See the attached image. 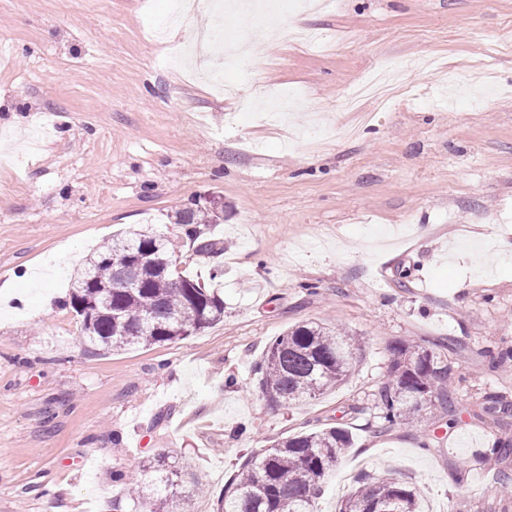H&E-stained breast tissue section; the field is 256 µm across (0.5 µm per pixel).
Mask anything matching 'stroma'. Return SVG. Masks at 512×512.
I'll list each match as a JSON object with an SVG mask.
<instances>
[{"label":"stroma","mask_w":512,"mask_h":512,"mask_svg":"<svg viewBox=\"0 0 512 512\" xmlns=\"http://www.w3.org/2000/svg\"><path fill=\"white\" fill-rule=\"evenodd\" d=\"M172 0H0V512H139L126 483L148 463L183 471L175 501L216 512L247 457L345 426L364 469L329 473L316 512H337L361 473L391 471L426 512H512V0H339L326 33L270 41L223 67L257 104L298 90L288 122L238 111L171 58L202 16L157 41ZM408 93L388 109L338 102L368 73ZM54 129L27 148L35 123ZM221 198L224 221L182 235L171 214ZM164 236L176 275L224 301V318L172 343L87 347L69 284L113 235ZM224 272L213 281V269ZM62 300L41 309L46 292ZM314 322L353 334L351 375L287 407L254 370L269 343ZM447 359L451 413L378 432L393 348ZM349 458L340 459L347 466Z\"/></svg>","instance_id":"35a3bbf8"}]
</instances>
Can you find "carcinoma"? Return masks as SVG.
Returning a JSON list of instances; mask_svg holds the SVG:
<instances>
[{"mask_svg":"<svg viewBox=\"0 0 512 512\" xmlns=\"http://www.w3.org/2000/svg\"><path fill=\"white\" fill-rule=\"evenodd\" d=\"M224 206L212 199L176 211V224L186 237L198 239L199 227L217 224ZM133 259L137 288L116 285L120 271L112 254ZM70 304L81 317V333L113 350L133 345L175 342L224 318V301L195 281L174 277L166 240L144 230H129L89 258L71 283ZM357 340L317 323L299 324L277 337L256 369L267 401L288 406L313 398L342 383L354 361ZM448 364L417 343L394 348L389 379L378 394L379 427L409 424L425 406L444 410L448 395ZM354 445L343 427L292 435L274 442L247 460L224 488L217 512H314L325 479L338 459ZM157 481L131 483L136 500L147 512H169L170 488L181 472L164 459L154 460ZM339 512H423L417 490L388 474L364 475L342 501Z\"/></svg>","mask_w":512,"mask_h":512,"instance_id":"carcinoma-1","label":"carcinoma"}]
</instances>
